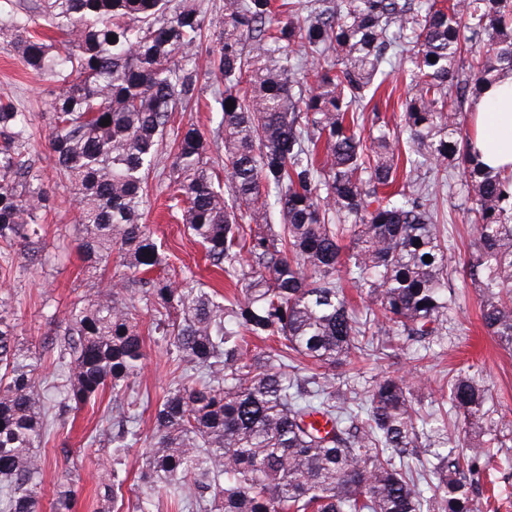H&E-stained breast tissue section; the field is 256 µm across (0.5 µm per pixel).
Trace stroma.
I'll list each match as a JSON object with an SVG mask.
<instances>
[{
	"instance_id": "1",
	"label": "stroma",
	"mask_w": 512,
	"mask_h": 512,
	"mask_svg": "<svg viewBox=\"0 0 512 512\" xmlns=\"http://www.w3.org/2000/svg\"><path fill=\"white\" fill-rule=\"evenodd\" d=\"M56 90L57 84L50 76L30 71L16 45L0 38V94H8L19 110L29 113L32 119L29 151L37 159L46 185L55 189L58 178L55 159L48 147V134L50 103ZM148 186L144 221L162 241L167 254L162 275L178 281L192 278L206 287L225 290L223 273L206 265L202 247L172 217L164 174H150ZM465 207L461 173L455 169L449 173L439 208L446 219L441 231L458 258L463 257L473 238ZM77 219L72 201L56 189L45 214L34 261H24L15 249L0 243V302L12 310L21 343H30L50 333L54 328L52 315H64L72 302L93 293L99 286L98 280L84 272L79 249L81 227ZM448 287L453 302L448 312L447 333L435 338L424 360H416L414 348L405 347L382 358L354 360L347 366L345 377L363 394L381 377L412 376L420 388L421 411L427 414L437 410L441 401L439 389L448 377L468 368L488 388L491 409L512 421V351L502 348L484 329L477 289L464 283L454 272L448 276ZM145 350L143 368L125 401L113 400L111 393H103L94 408L66 416L64 426L54 427L48 442L39 448L44 459V490H51L66 470L77 469L82 477V512H100L95 489L104 480L107 467L106 453L98 448L100 417L108 410L113 419H120L127 401L138 406L139 439L122 465L127 475L125 495L131 498L137 491L142 453L153 434L154 409L174 383L164 346L149 336L145 339ZM479 479L477 512H512V447L498 449L494 463L481 472Z\"/></svg>"
}]
</instances>
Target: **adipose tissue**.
I'll use <instances>...</instances> for the list:
<instances>
[{"label": "adipose tissue", "mask_w": 512, "mask_h": 512, "mask_svg": "<svg viewBox=\"0 0 512 512\" xmlns=\"http://www.w3.org/2000/svg\"><path fill=\"white\" fill-rule=\"evenodd\" d=\"M470 119L481 161L493 169L512 167V76L486 87Z\"/></svg>", "instance_id": "1"}]
</instances>
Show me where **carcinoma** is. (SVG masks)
Here are the masks:
<instances>
[{"label": "carcinoma", "mask_w": 512, "mask_h": 512, "mask_svg": "<svg viewBox=\"0 0 512 512\" xmlns=\"http://www.w3.org/2000/svg\"><path fill=\"white\" fill-rule=\"evenodd\" d=\"M38 26L65 39L58 46ZM0 35L59 84L48 145L78 205L85 271L119 258L37 345L18 343L0 304V512L38 509L43 352L57 350L63 368L58 415L107 388L125 395L146 357L139 303L179 375L156 408L133 512H157L160 495L187 512H474L467 475L479 460L426 428L413 383L384 376L364 400L336 369L405 345L426 351L444 335L451 255L437 201L454 169L475 229L456 272L478 289L488 333L512 351V170L480 163L461 112L512 74V0H224L213 18L194 0H36L23 10L0 0ZM404 75L399 115L374 107L366 118ZM203 79L217 85L206 102L217 127L171 131ZM29 124L0 97V241L30 260L51 196L26 149ZM221 144L222 176L211 157ZM160 168L232 296L147 277L164 264L142 223ZM250 336L278 347L257 351ZM444 398L445 414L474 433L512 425L493 417L488 389L469 374L451 376ZM135 412L112 434L115 461L136 434ZM432 435L434 462L412 466ZM81 491L68 476L58 482L54 512H78ZM99 497L123 512L117 473Z\"/></svg>", "instance_id": "cac0c4a2"}]
</instances>
